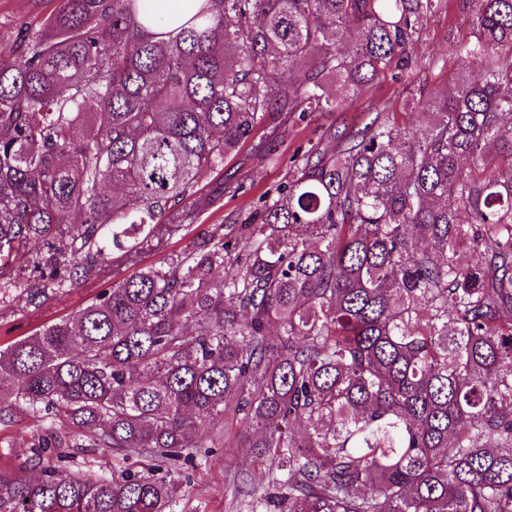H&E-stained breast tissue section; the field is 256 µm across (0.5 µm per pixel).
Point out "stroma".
Returning <instances> with one entry per match:
<instances>
[{
  "label": "stroma",
  "mask_w": 512,
  "mask_h": 512,
  "mask_svg": "<svg viewBox=\"0 0 512 512\" xmlns=\"http://www.w3.org/2000/svg\"><path fill=\"white\" fill-rule=\"evenodd\" d=\"M58 0H0V53H8L15 33L21 25H39L56 8ZM468 26L457 12L436 14L430 21L428 33L415 47L416 57L429 61L420 78L428 87L452 83V68L437 66L439 58L448 56L454 38L465 36ZM410 81L384 77L363 94L353 98L343 111L333 114L314 112L304 119L293 118L277 130L260 127L254 141L244 144L227 159L224 169L204 179V188L216 182L224 184V198L219 207L204 214L185 236L165 242L160 248L143 254L145 264H157L167 254L189 246L199 234L214 224H244L252 222L259 198L281 183L297 156L317 146L329 125L352 127L360 124L374 105L388 101L395 111L404 113L405 121L417 124L419 117L410 111L406 101L414 94ZM135 267L108 269L92 283L65 292L60 300L47 304L41 311L31 313L13 305L0 308V347L33 334L38 328L63 318L85 305L102 289L134 275ZM44 419L27 417L13 423L0 424V468H19L30 455L34 434L40 433ZM269 464L258 459L254 449L235 446L214 448L197 456L194 468L186 472L187 484L173 506L174 512H251V505L266 486Z\"/></svg>",
  "instance_id": "obj_1"
}]
</instances>
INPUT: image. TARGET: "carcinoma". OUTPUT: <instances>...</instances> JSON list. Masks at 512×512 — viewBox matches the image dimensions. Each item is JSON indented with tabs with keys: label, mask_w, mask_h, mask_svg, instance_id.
Wrapping results in <instances>:
<instances>
[{
	"label": "carcinoma",
	"mask_w": 512,
	"mask_h": 512,
	"mask_svg": "<svg viewBox=\"0 0 512 512\" xmlns=\"http://www.w3.org/2000/svg\"><path fill=\"white\" fill-rule=\"evenodd\" d=\"M448 0H59L0 55V298L41 309L224 198L260 125L397 71ZM456 78L329 127L253 224H214L0 348V412L60 423L0 512H165L224 417L261 512H512V0H455ZM277 335H271V332ZM110 450L98 477L42 465Z\"/></svg>",
	"instance_id": "1"
}]
</instances>
